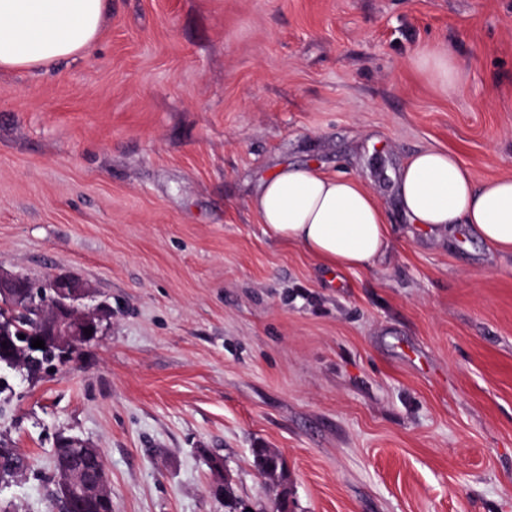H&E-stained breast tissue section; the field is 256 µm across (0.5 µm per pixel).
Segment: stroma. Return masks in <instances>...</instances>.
<instances>
[{
	"label": "stroma",
	"instance_id": "obj_1",
	"mask_svg": "<svg viewBox=\"0 0 512 512\" xmlns=\"http://www.w3.org/2000/svg\"><path fill=\"white\" fill-rule=\"evenodd\" d=\"M454 46L458 94L413 59ZM512 175V0H112L75 62L0 73V272L84 285L112 318L17 377L0 512H58L49 451L102 449L112 512H512V258L431 233L397 194L416 151ZM354 177L391 226L329 275L266 231L263 178ZM28 470L23 458L8 448H0V484L6 483L10 478L19 476ZM252 455L254 466L259 473L272 485L282 488L275 499L282 509L277 512H288V473L283 458L269 448H262L260 451L252 449Z\"/></svg>",
	"mask_w": 512,
	"mask_h": 512
}]
</instances>
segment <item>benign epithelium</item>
Returning <instances> with one entry per match:
<instances>
[{
  "instance_id": "obj_1",
  "label": "benign epithelium",
  "mask_w": 512,
  "mask_h": 512,
  "mask_svg": "<svg viewBox=\"0 0 512 512\" xmlns=\"http://www.w3.org/2000/svg\"><path fill=\"white\" fill-rule=\"evenodd\" d=\"M52 292V300L40 313L38 338L44 341L42 354L49 360L67 359L80 347L102 334L101 315L87 303L88 291L70 279L53 277L45 283ZM26 281L18 275L0 273V300L9 304L20 302L27 296ZM92 330L91 334L84 330ZM66 499H105L110 497L105 464H100L97 477L90 481L82 471L74 468L65 471Z\"/></svg>"
}]
</instances>
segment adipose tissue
Returning <instances> with one entry per match:
<instances>
[{
    "mask_svg": "<svg viewBox=\"0 0 512 512\" xmlns=\"http://www.w3.org/2000/svg\"><path fill=\"white\" fill-rule=\"evenodd\" d=\"M110 0H0V71L46 68L81 58L100 34ZM451 46L420 52L417 65L456 92L463 78ZM397 193L410 223L431 232L467 225L493 251L512 255V177L476 182L461 158L427 148L399 171ZM252 208L266 229L323 267H372L390 226L376 195L358 179L288 164L263 180Z\"/></svg>",
    "mask_w": 512,
    "mask_h": 512,
    "instance_id": "obj_1",
    "label": "adipose tissue"
}]
</instances>
